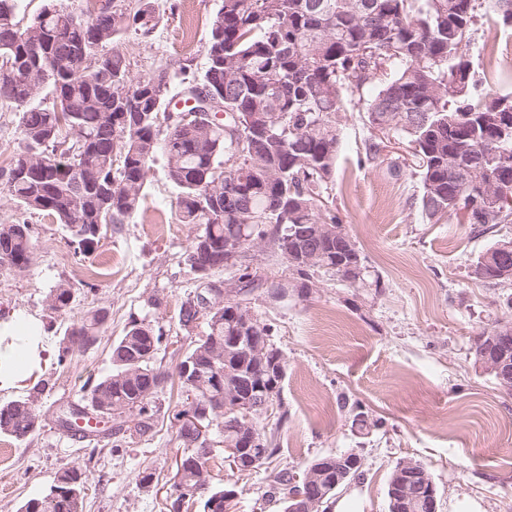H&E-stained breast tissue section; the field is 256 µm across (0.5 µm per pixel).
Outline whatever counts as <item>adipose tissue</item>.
<instances>
[{"label":"adipose tissue","instance_id":"1","mask_svg":"<svg viewBox=\"0 0 512 512\" xmlns=\"http://www.w3.org/2000/svg\"><path fill=\"white\" fill-rule=\"evenodd\" d=\"M44 323L36 315L0 319V392L18 387L37 376L45 362Z\"/></svg>","mask_w":512,"mask_h":512}]
</instances>
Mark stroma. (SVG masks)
Instances as JSON below:
<instances>
[{"instance_id":"1","label":"stroma","mask_w":512,"mask_h":512,"mask_svg":"<svg viewBox=\"0 0 512 512\" xmlns=\"http://www.w3.org/2000/svg\"><path fill=\"white\" fill-rule=\"evenodd\" d=\"M153 3L161 16L154 34L143 39L130 31L117 44L131 78L185 62L202 74L206 32L221 0ZM340 132L326 193L365 259V281L352 286L320 268L304 282L273 251L248 252L245 262L258 273L249 307L271 325V340L284 354L280 399L287 416L262 422L279 445L271 468L240 475L215 467L213 483L236 487V512H282L269 498L272 469L299 472L316 458L355 452L364 475L338 491L330 512H389L388 480L405 460L426 467L438 489L439 512H512V427L505 425L512 420V395L471 350L481 331L512 322V283L488 284L473 274L478 255L512 238V224L478 234L467 224L427 223L418 175L393 167L408 157L407 143L391 142L366 160L373 131L354 102ZM177 195L164 157H157L140 209L109 227L83 256L60 224L24 210L0 182V224H30L34 244L26 272L0 269V319L39 315L51 350L41 374L48 388L36 406L40 430L26 444L0 435V512H17L27 499L45 494L65 466L87 477L83 512H168L171 478L184 453L175 419L186 402L184 388L159 392L154 429L125 435L113 450L62 434L51 414L111 372V344L131 319L150 323L184 350L203 335L204 324L187 329L178 318L197 286L186 257L200 227L179 221ZM271 279L285 294H270ZM61 286L75 299L66 315L47 306ZM97 309L109 313L97 344L58 364L73 318ZM358 412L365 426L354 424ZM147 468L155 479L144 488L138 474Z\"/></svg>"}]
</instances>
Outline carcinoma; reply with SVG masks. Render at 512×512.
Segmentation results:
<instances>
[{"label": "carcinoma", "mask_w": 512, "mask_h": 512, "mask_svg": "<svg viewBox=\"0 0 512 512\" xmlns=\"http://www.w3.org/2000/svg\"><path fill=\"white\" fill-rule=\"evenodd\" d=\"M16 2L0 0V66L11 64V82H0V103L19 112L21 142L0 175L19 206L53 217L80 254L93 250L108 225L124 223L139 209L149 163L158 154L179 190L180 221L201 226L192 247L207 249L203 263L210 273L196 275L203 290L224 268V236L243 226L249 235H275L293 248L304 225L340 223L323 190L341 144L344 90L363 103L372 129L414 146L420 208L429 223L454 218L482 232L512 223V206L487 201L468 178L477 169L488 188L505 174L512 179V130L497 132L498 113L512 104V94L490 86L467 55L478 10L512 30V0H222L207 33L203 74L188 81L183 65L145 79L151 95L139 103L133 126L125 104L110 92L131 80L115 44L130 28L151 36L159 23L153 0H138L131 16L107 0L86 19L48 5L25 25L17 19ZM174 85L181 106L172 103ZM46 87L49 107L38 98ZM169 107L177 117L163 130L155 118ZM38 159L46 162L43 176L30 170ZM0 238L9 240L0 268L28 269V224H0ZM498 246L477 257L474 267L484 270L476 278L512 281L502 277L512 268V251L502 255ZM307 247L313 260L295 268L302 279L315 267L342 280L346 268L364 267L358 248L341 239L310 240ZM72 303V291L64 287L47 300L61 314L71 312ZM179 319L206 324L176 365L181 377L183 365L229 329L222 307L205 313L186 301ZM97 324L96 310L74 320L57 363L96 343ZM162 342L151 324L130 321L112 345V372L82 395L84 404L59 409L56 425L98 443L126 432L129 418L136 432H149L159 408L147 390L153 379L168 375L156 364ZM211 381L203 372L185 387L194 400L177 417L191 412L206 422L201 431L179 421L177 437L191 453L173 483L172 503L179 507L169 512H181L190 501L201 505L200 512H224V493H234L206 485L216 457L210 435L233 417ZM45 389L40 382L34 394L0 405V434L17 442L34 436L37 396ZM318 465L331 470L336 456L317 458L298 474L273 473L274 489L287 496ZM85 489L84 473L67 467L47 494L26 500L18 512H82Z\"/></svg>", "instance_id": "carcinoma-1"}]
</instances>
